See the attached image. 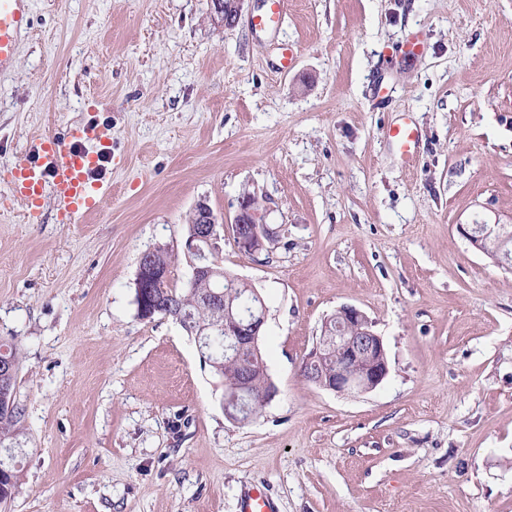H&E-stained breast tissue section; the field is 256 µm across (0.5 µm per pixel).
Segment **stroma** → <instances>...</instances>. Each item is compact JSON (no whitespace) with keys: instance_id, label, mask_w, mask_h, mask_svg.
Here are the masks:
<instances>
[{"instance_id":"1","label":"stroma","mask_w":512,"mask_h":512,"mask_svg":"<svg viewBox=\"0 0 512 512\" xmlns=\"http://www.w3.org/2000/svg\"><path fill=\"white\" fill-rule=\"evenodd\" d=\"M263 7L226 27L209 0H34L0 72V340L23 410L0 512H238L258 483L277 512H512V271L458 231L512 224V0H287L259 36ZM416 33L423 55L401 62ZM407 117L409 165L387 136ZM79 123L112 129L100 208L69 224L47 196L27 222L9 171ZM247 192L270 255L228 227ZM201 200L218 263L268 310L277 394L245 425L197 338L135 304L150 249L184 287ZM343 305L390 369L355 396L300 375ZM266 8L252 16L250 26L257 34H268L278 31L287 15L285 0H266Z\"/></svg>"}]
</instances>
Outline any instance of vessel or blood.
Here are the masks:
<instances>
[{
	"mask_svg": "<svg viewBox=\"0 0 512 512\" xmlns=\"http://www.w3.org/2000/svg\"><path fill=\"white\" fill-rule=\"evenodd\" d=\"M33 0H0V71L9 68L16 56L18 37L29 29ZM286 0H267L265 9L252 16L255 33L278 31L286 18ZM397 153L412 161L417 155L419 132L413 122L403 121L389 129ZM36 158L14 167L11 187L28 206L29 220H37L44 196H52L67 220L97 211L107 187L95 179L102 159L112 155V130L97 124L70 127L63 139L38 140ZM240 512H275V504L263 487L247 488L239 501Z\"/></svg>",
	"mask_w": 512,
	"mask_h": 512,
	"instance_id": "obj_1",
	"label": "vessel or blood"
}]
</instances>
